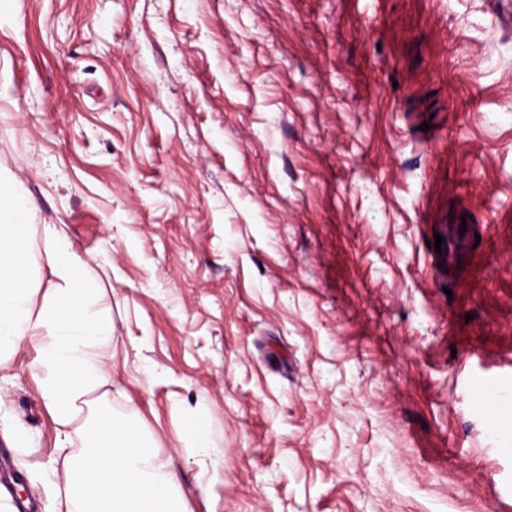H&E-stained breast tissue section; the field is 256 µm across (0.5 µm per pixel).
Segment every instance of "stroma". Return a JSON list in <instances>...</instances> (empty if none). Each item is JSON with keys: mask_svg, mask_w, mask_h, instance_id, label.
Listing matches in <instances>:
<instances>
[{"mask_svg": "<svg viewBox=\"0 0 512 512\" xmlns=\"http://www.w3.org/2000/svg\"><path fill=\"white\" fill-rule=\"evenodd\" d=\"M511 9L0 0V176L101 274L188 512H512ZM33 357L0 451L44 500ZM182 444L181 448H185L187 452H191L196 455H201L204 458L208 457L210 465L213 469L218 470L223 466V460L219 458H211L207 452L208 440L202 431H189L187 435L180 438Z\"/></svg>", "mask_w": 512, "mask_h": 512, "instance_id": "1", "label": "stroma"}]
</instances>
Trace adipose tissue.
Returning a JSON list of instances; mask_svg holds the SVG:
<instances>
[{
	"mask_svg": "<svg viewBox=\"0 0 512 512\" xmlns=\"http://www.w3.org/2000/svg\"><path fill=\"white\" fill-rule=\"evenodd\" d=\"M63 228L35 223L0 182V371H31L68 454L49 512H187L142 425L112 411L104 346L114 327L99 283Z\"/></svg>",
	"mask_w": 512,
	"mask_h": 512,
	"instance_id": "ef3b65f1",
	"label": "adipose tissue"
}]
</instances>
